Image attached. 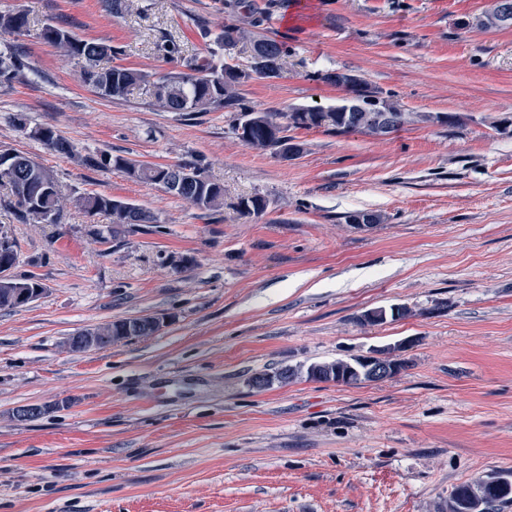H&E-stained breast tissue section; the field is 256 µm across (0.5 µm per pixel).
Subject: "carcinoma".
Here are the masks:
<instances>
[{
	"instance_id": "carcinoma-1",
	"label": "carcinoma",
	"mask_w": 512,
	"mask_h": 512,
	"mask_svg": "<svg viewBox=\"0 0 512 512\" xmlns=\"http://www.w3.org/2000/svg\"><path fill=\"white\" fill-rule=\"evenodd\" d=\"M261 12L252 10L248 20L241 24L224 26L220 33L210 31L205 36L221 50L231 49L239 42L251 44V65L242 70L227 62L217 60V52L207 56H184L173 40L157 43V51L167 60L176 63L174 70L160 76L153 83V105L165 112H181L187 116L200 112L223 111L229 118L233 133H238L241 117L249 115L251 126L248 135L239 137L252 149L270 152L280 157V144L294 139L290 132L298 129H321L331 135L351 133L372 135L369 126L357 122L352 116L336 107H293L286 113L259 110L247 100L244 87L253 80H271L280 77L288 58V45L283 41L259 38L253 29L259 27ZM28 16L22 11L0 12V34L22 35L27 31ZM39 36L54 46L67 60L79 66L82 82L96 93L107 98H123L134 87L148 82L150 74L121 65L101 66L103 59L118 54V49L95 40L81 39L65 26L54 21L45 23ZM25 63L19 53L9 46L0 49V87L7 88L24 72ZM319 80L334 85L342 91L341 100L358 101L367 94L382 91L359 78L351 84L336 83V72L319 74ZM382 107L395 120L394 128L404 125L426 124L428 113L406 112L390 97L381 100ZM17 128L24 135L40 142L47 150L73 156L75 146L51 127L29 128L18 121ZM6 158L7 170L0 171V187L8 190L6 205L31 224H60L68 198L62 192L54 172L32 157L13 150H0V159ZM88 166L113 168L130 178L168 189V182L180 175L186 176L182 186L173 195L191 206L206 212H216L224 205L223 184L211 179L200 160L190 157L174 163L146 164L108 152L83 158ZM74 204L89 216L105 214L111 218L110 235L119 234L139 224H155L153 213L132 203L99 193H88L73 199ZM268 201L255 194L241 199L240 211L246 216H259L266 212ZM27 291L40 296L44 286L34 275L18 277L8 275L0 281V308H19L30 304L16 293ZM347 368L342 360L315 362L307 366L288 367V379L305 377L309 380L328 381L337 372ZM512 505V487L490 490L483 481L464 483L454 488L448 508L450 512H501Z\"/></svg>"
}]
</instances>
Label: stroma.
<instances>
[{
	"label": "stroma",
	"instance_id": "35a3bbf8",
	"mask_svg": "<svg viewBox=\"0 0 512 512\" xmlns=\"http://www.w3.org/2000/svg\"><path fill=\"white\" fill-rule=\"evenodd\" d=\"M261 36L287 39L280 78L254 80L257 108L336 104L317 73L349 70L408 112L453 113L458 129L405 127L375 139L296 131L303 154L252 149L223 112L188 118L152 105L144 84L105 99L44 43L47 20L119 47L120 64L167 72L155 44L204 55L248 6ZM493 0H0L29 29L7 36L28 74L0 88V149L52 169L71 196L101 193L154 213L100 243L109 217L71 206L28 224L0 204L13 273L45 287L0 309V512H448L453 489L512 472V27L463 28ZM54 127L78 156L19 133ZM195 157L224 186L215 212L116 169ZM259 194L266 212L236 204ZM375 211L367 229L347 213ZM192 258L184 271L179 257ZM410 317L378 325L363 312ZM165 317L158 334L72 352L74 333ZM404 345L396 377L345 386L299 378L253 389L257 373ZM49 413L20 422L12 412Z\"/></svg>",
	"mask_w": 512,
	"mask_h": 512
}]
</instances>
